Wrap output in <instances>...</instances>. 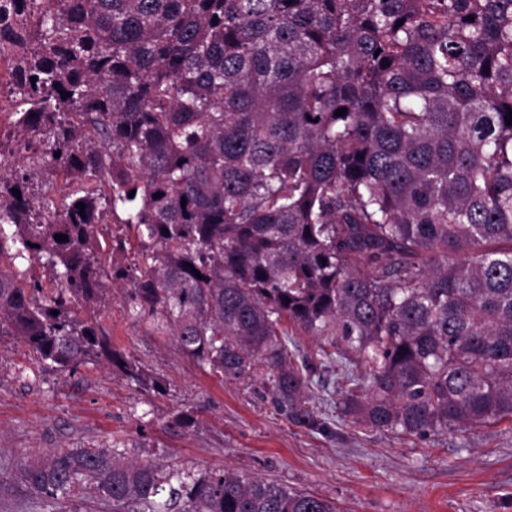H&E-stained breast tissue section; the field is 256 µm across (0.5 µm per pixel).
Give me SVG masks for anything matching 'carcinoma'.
Here are the masks:
<instances>
[{"instance_id":"obj_1","label":"carcinoma","mask_w":512,"mask_h":512,"mask_svg":"<svg viewBox=\"0 0 512 512\" xmlns=\"http://www.w3.org/2000/svg\"><path fill=\"white\" fill-rule=\"evenodd\" d=\"M2 60L0 336L158 394L79 314L120 282L137 321L221 381L264 371L314 430L294 334L332 347L344 419L401 435L512 420V0H0ZM19 480L110 512H337L120 441Z\"/></svg>"}]
</instances>
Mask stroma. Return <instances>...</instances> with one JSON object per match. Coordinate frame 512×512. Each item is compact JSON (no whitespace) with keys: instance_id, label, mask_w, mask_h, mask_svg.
Masks as SVG:
<instances>
[{"instance_id":"obj_1","label":"stroma","mask_w":512,"mask_h":512,"mask_svg":"<svg viewBox=\"0 0 512 512\" xmlns=\"http://www.w3.org/2000/svg\"><path fill=\"white\" fill-rule=\"evenodd\" d=\"M113 285L95 316L112 340L162 379L147 393L106 364L54 368L11 336H0V512H27L20 464L53 449L121 440L131 457L194 472L224 468L335 501L340 512H512V421L404 436L335 416L327 394L335 365L320 341L288 347L319 387L306 401L327 428L295 424L261 377L219 380L184 357L174 337L150 335ZM183 410L190 427L174 422Z\"/></svg>"}]
</instances>
